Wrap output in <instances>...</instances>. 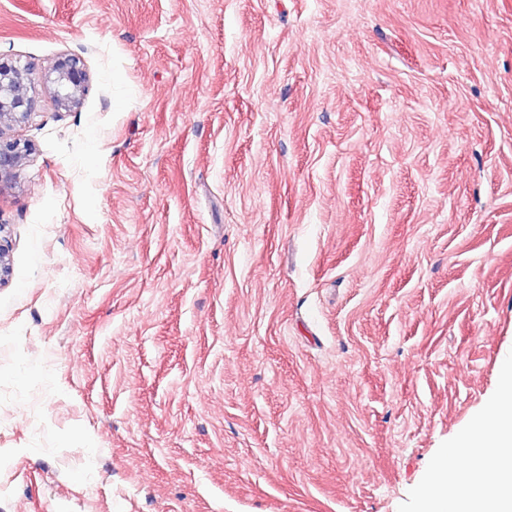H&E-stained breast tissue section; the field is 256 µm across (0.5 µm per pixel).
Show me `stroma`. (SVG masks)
Instances as JSON below:
<instances>
[{"mask_svg": "<svg viewBox=\"0 0 512 512\" xmlns=\"http://www.w3.org/2000/svg\"><path fill=\"white\" fill-rule=\"evenodd\" d=\"M63 53L0 512H417L512 358V0H0V59Z\"/></svg>", "mask_w": 512, "mask_h": 512, "instance_id": "35a3bbf8", "label": "stroma"}]
</instances>
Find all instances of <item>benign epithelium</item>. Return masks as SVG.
Returning <instances> with one entry per match:
<instances>
[{"mask_svg":"<svg viewBox=\"0 0 512 512\" xmlns=\"http://www.w3.org/2000/svg\"><path fill=\"white\" fill-rule=\"evenodd\" d=\"M38 85L49 90L61 109L79 110L90 90L84 59L62 53L38 75L29 65L20 67L0 62V182L15 177L30 155V145L15 137L12 131L32 116ZM11 273L10 246L0 238V282Z\"/></svg>","mask_w":512,"mask_h":512,"instance_id":"benign-epithelium-1","label":"benign epithelium"}]
</instances>
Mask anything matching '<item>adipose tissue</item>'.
Returning a JSON list of instances; mask_svg holds the SVG:
<instances>
[{
  "instance_id": "1",
  "label": "adipose tissue",
  "mask_w": 512,
  "mask_h": 512,
  "mask_svg": "<svg viewBox=\"0 0 512 512\" xmlns=\"http://www.w3.org/2000/svg\"><path fill=\"white\" fill-rule=\"evenodd\" d=\"M417 497L422 512H512V362L501 398L455 437Z\"/></svg>"
}]
</instances>
